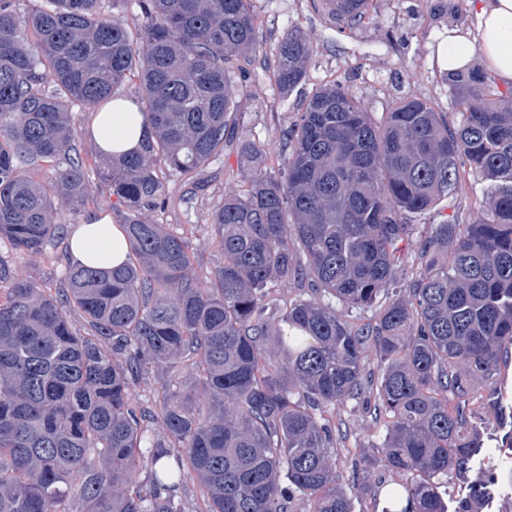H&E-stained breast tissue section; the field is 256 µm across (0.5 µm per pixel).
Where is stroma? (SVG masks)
Listing matches in <instances>:
<instances>
[{"mask_svg": "<svg viewBox=\"0 0 512 512\" xmlns=\"http://www.w3.org/2000/svg\"><path fill=\"white\" fill-rule=\"evenodd\" d=\"M254 4L263 56L273 57L283 35L294 27L300 28L313 44L305 88L332 80L341 82L365 110L377 115L388 111L395 100L418 97L432 102L449 128L458 127L460 108L444 64L448 27L453 24L477 32V0H372L367 19L354 28L328 16L313 0H254ZM245 68L234 114L233 141L219 160L194 177L171 178L165 209L154 215L159 223L188 237L194 271L202 279L224 259L214 240L210 217L225 195L241 189L240 141L268 144L264 167L276 170L281 155L290 150L279 132L294 124L306 106L305 88L285 96L263 75L258 61L246 63ZM485 186L481 177L464 173L458 190L422 216V223H474L488 209ZM0 260L38 287L53 292L65 285L70 256L61 242H51L42 253L30 255L15 251L1 240ZM323 416L336 427V446L331 453L339 483L351 489L353 470L362 451L379 443L385 429L359 400L348 401L338 410H324ZM472 422L483 432L486 446L469 469L442 479L439 493L451 506L467 495L478 471L503 473L512 469V432L495 423L485 401L474 400Z\"/></svg>", "mask_w": 512, "mask_h": 512, "instance_id": "1", "label": "stroma"}]
</instances>
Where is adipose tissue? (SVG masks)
Here are the masks:
<instances>
[{
  "instance_id": "adipose-tissue-1",
  "label": "adipose tissue",
  "mask_w": 512,
  "mask_h": 512,
  "mask_svg": "<svg viewBox=\"0 0 512 512\" xmlns=\"http://www.w3.org/2000/svg\"><path fill=\"white\" fill-rule=\"evenodd\" d=\"M480 40L470 50L468 33L454 27L448 31V69L455 72L482 63L505 85L512 86V0H481ZM144 118L130 102L116 100L99 112L92 136L103 157H119L136 151L142 139ZM125 236L119 225L92 221L78 225L69 238L74 263L91 267H111L125 259Z\"/></svg>"
}]
</instances>
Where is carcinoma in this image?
<instances>
[{
	"label": "carcinoma",
	"instance_id": "cac0c4a2",
	"mask_svg": "<svg viewBox=\"0 0 512 512\" xmlns=\"http://www.w3.org/2000/svg\"><path fill=\"white\" fill-rule=\"evenodd\" d=\"M370 0H320L349 25ZM131 30L102 0H0V240L39 254L68 232L56 203L84 211L94 182L116 198L128 244L110 269L73 264L47 294L0 263V512H186L177 490L198 482L204 512H355L336 483L335 427L322 406L373 402L386 435L362 456L360 490L376 468L408 479L382 512H448L441 478L483 448L471 423L474 381H492L512 347V98L483 72L452 75L462 107L448 128L427 101L405 98L380 120L336 82L316 87L292 126L279 168L242 146L244 189L211 224L224 256L193 269L187 237L156 223L167 176L224 155L240 97L234 63L261 49L252 0H138ZM313 45L290 29L267 78L286 94L306 77ZM138 80L140 148L89 177L72 108L100 110ZM44 163L51 177H33ZM490 181L487 216L430 225L409 293L390 298L413 217L459 185L464 167ZM307 284L348 308H378L356 328L329 303L270 290ZM78 310L88 332L76 331ZM380 367L364 373L366 345ZM192 361L187 383L162 386L158 409L134 401L154 371ZM169 442L150 428L156 415ZM148 480H140L142 472ZM512 472L482 475L454 512H476Z\"/></svg>",
	"mask_w": 512,
	"mask_h": 512
}]
</instances>
